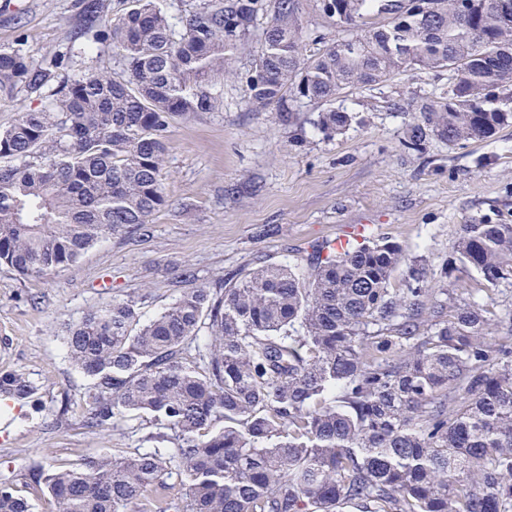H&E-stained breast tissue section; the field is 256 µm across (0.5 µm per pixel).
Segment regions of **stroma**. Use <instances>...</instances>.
Segmentation results:
<instances>
[{
  "label": "stroma",
  "instance_id": "35a3bbf8",
  "mask_svg": "<svg viewBox=\"0 0 512 512\" xmlns=\"http://www.w3.org/2000/svg\"><path fill=\"white\" fill-rule=\"evenodd\" d=\"M0 13V49L34 62L64 52L83 29L85 0H14ZM223 101L169 128L165 206L134 233L107 236L68 269L23 279L0 266V373L19 372L38 387L31 401L0 403V477L12 479L33 512L54 504L30 488L33 462L65 466L103 448H133L126 430L89 432L90 381L71 365L65 321L113 301H135L144 317L187 284L239 277L270 262L305 265L313 247L361 230L367 242L397 243L426 262L427 285L464 303L492 297L497 319H512V278L491 294L479 275L450 271L465 224H512V122L490 139L451 146L430 137L403 145L417 118L416 97L448 88L444 71H414L374 87L345 91L337 107L350 124L326 135L316 125L324 103L303 101L289 117L258 108L246 93L249 55L228 60Z\"/></svg>",
  "mask_w": 512,
  "mask_h": 512
}]
</instances>
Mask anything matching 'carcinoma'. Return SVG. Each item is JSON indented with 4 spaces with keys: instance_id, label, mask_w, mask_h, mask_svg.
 <instances>
[{
    "instance_id": "1",
    "label": "carcinoma",
    "mask_w": 512,
    "mask_h": 512,
    "mask_svg": "<svg viewBox=\"0 0 512 512\" xmlns=\"http://www.w3.org/2000/svg\"><path fill=\"white\" fill-rule=\"evenodd\" d=\"M87 42L36 64L0 49V96L40 99L0 129V266L42 277L107 235L137 231L165 205L172 121L222 102L224 63L255 48L257 106L331 103L346 89L412 70L448 71L405 147L493 137L512 120V12L499 0H315L336 28L303 52L301 0H199L176 20L161 0L93 3ZM107 43L119 70L82 78L65 60ZM349 113L329 107L332 134ZM308 275L262 265L182 290L143 322L135 302L65 326L67 355L90 380L86 427L145 417L147 442L70 467L29 468L54 512H512V325L494 341L488 303L438 299L389 241L323 243ZM406 266V288H391ZM448 265L489 285L512 276V224L462 225ZM22 373L0 397L25 401ZM177 474L178 483L167 479ZM0 480V512H32Z\"/></svg>"
}]
</instances>
